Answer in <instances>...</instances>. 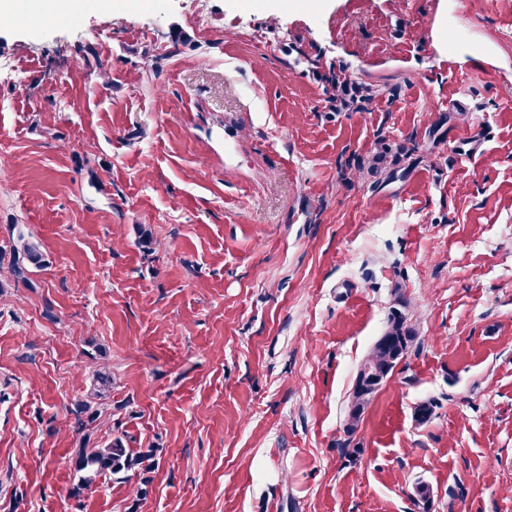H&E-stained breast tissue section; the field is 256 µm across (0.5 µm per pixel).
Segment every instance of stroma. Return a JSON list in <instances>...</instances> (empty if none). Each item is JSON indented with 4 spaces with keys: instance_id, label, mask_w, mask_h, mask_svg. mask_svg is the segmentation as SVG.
<instances>
[{
    "instance_id": "1",
    "label": "stroma",
    "mask_w": 512,
    "mask_h": 512,
    "mask_svg": "<svg viewBox=\"0 0 512 512\" xmlns=\"http://www.w3.org/2000/svg\"><path fill=\"white\" fill-rule=\"evenodd\" d=\"M152 5L0 21V252L48 259L0 291V512H512V0ZM332 63L399 94L334 111ZM118 436L154 468L73 495ZM404 148L400 147L399 151L392 154L391 147L383 138L376 142L374 153L367 159V173L379 176V180L384 176L385 179L390 178L396 171V166L400 162L401 152ZM46 264V259L39 246L25 239L23 234L18 236V245L13 248L9 262V273L15 282H28L29 267L40 268ZM417 340L408 304L400 300L388 316L384 332L376 340L359 368L348 405L347 429L355 431L366 407L381 389L395 367L410 353ZM365 370H367L365 372Z\"/></svg>"
}]
</instances>
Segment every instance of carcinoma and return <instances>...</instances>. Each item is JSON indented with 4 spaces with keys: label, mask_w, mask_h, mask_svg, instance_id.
Returning a JSON list of instances; mask_svg holds the SVG:
<instances>
[{
    "label": "carcinoma",
    "mask_w": 512,
    "mask_h": 512,
    "mask_svg": "<svg viewBox=\"0 0 512 512\" xmlns=\"http://www.w3.org/2000/svg\"><path fill=\"white\" fill-rule=\"evenodd\" d=\"M325 80L330 85L332 108L338 112H360L374 98L383 95L395 96L397 87L360 85L352 82L345 71L329 68ZM392 152L384 139L376 142L374 153L367 163L360 164L358 170L367 171L370 175L390 178L400 162L401 152ZM46 264V259L39 246L18 236V245L13 248L9 262V273L16 282H28L29 268H40ZM417 340V333L411 323L406 301H399L387 316L384 332L376 340L363 361V366L357 372L353 390L348 405L347 429L355 431L360 423L366 407L381 389L395 367L410 353ZM94 384L89 397L97 398L101 391L112 385L110 371L102 367L93 375ZM152 455L126 447L124 441L116 437L103 448H83L78 451L73 461V470L78 477L74 493L90 487L95 479L101 476L117 477L137 466L146 469L152 467Z\"/></svg>",
    "instance_id": "obj_1"
}]
</instances>
